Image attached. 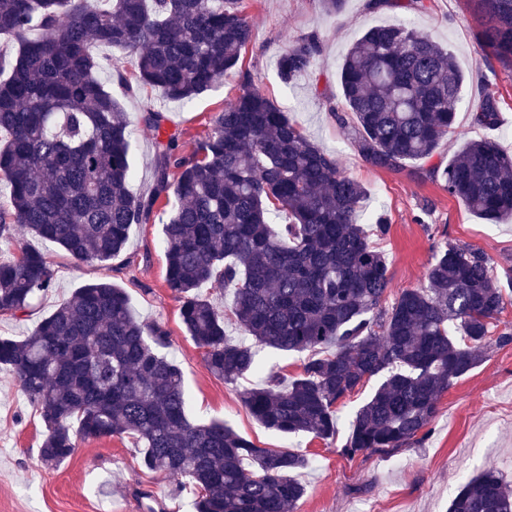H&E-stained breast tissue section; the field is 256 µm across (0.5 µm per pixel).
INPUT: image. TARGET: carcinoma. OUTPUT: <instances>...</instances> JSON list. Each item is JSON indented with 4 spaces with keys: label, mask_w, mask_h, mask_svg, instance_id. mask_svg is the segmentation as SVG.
<instances>
[{
    "label": "carcinoma",
    "mask_w": 512,
    "mask_h": 512,
    "mask_svg": "<svg viewBox=\"0 0 512 512\" xmlns=\"http://www.w3.org/2000/svg\"><path fill=\"white\" fill-rule=\"evenodd\" d=\"M481 46L512 65V0H474ZM0 242L20 233L63 249L76 262L119 256L134 224L171 206L163 224L167 287L182 302L187 333L210 373L235 383L264 428L282 435L336 436V403L374 377L380 383L354 412L341 452L420 444L442 393L474 369L499 322L504 288L474 245L437 250L429 286L405 288L383 306L390 277L384 255L360 223L365 188L336 157L260 90L247 88L216 113L192 153L157 139L156 185L136 196L126 112L102 82L91 53L124 51L127 92L159 88L187 101L235 70L251 42L242 0H0ZM318 38H300L278 60L292 83L314 65ZM353 143L374 169L429 160L454 130L464 76L453 54L405 22L372 26L340 63ZM473 121L493 130L499 101L472 100ZM176 169L169 181V169ZM448 195L490 224L512 219V157L489 138L466 141L448 165L432 166ZM288 213V223L273 218ZM220 284L253 344L230 341L224 315L200 290ZM54 287L48 257L19 247L0 262V315L22 316ZM168 333L137 319L122 288L88 283L22 340L0 338V368L40 411L42 463L54 467L77 441L126 436L143 448L142 469L183 480L195 512H294L306 487L293 473L302 455L259 448L223 421L196 423L178 365L162 349ZM310 352L287 380L263 367L254 347ZM448 512H512L499 473L469 478Z\"/></svg>",
    "instance_id": "1"
}]
</instances>
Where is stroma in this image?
Wrapping results in <instances>:
<instances>
[{"label": "stroma", "instance_id": "35a3bbf8", "mask_svg": "<svg viewBox=\"0 0 512 512\" xmlns=\"http://www.w3.org/2000/svg\"><path fill=\"white\" fill-rule=\"evenodd\" d=\"M425 3L426 10L414 13L392 7L372 10L367 0H346L340 14L330 15L320 0H244L253 37L228 77L189 103L169 99L158 89L120 95L132 130V191L146 196L153 190L159 132L177 136L180 151L191 153L215 112L254 86L366 188L363 224L378 215L386 217L389 230L373 243L388 262V298L405 288L427 286L432 256L447 244L482 248L491 258L494 276L512 278V223L491 224L479 218L429 174L431 164L448 163L470 139L493 138L512 154V65L481 53L482 24L473 0ZM401 21L452 52L465 77L464 98L455 132L441 141L431 161L412 162L401 171L377 170L362 160L349 129L330 109L341 101L338 64L350 44L368 27ZM312 33L320 41L313 68L295 83H284L278 59L290 44ZM483 87L499 101L500 124L492 131L475 125L469 108ZM150 110L161 113L160 128L144 123L143 115ZM165 218L159 211L150 223L133 225L125 252L105 268L76 263L64 251L26 236L28 248L48 252L55 286L25 316L0 315V337L27 336L60 300L88 282L107 279L126 290L137 318L159 322L167 330L166 353L182 370L191 420H222L258 447L310 457V465L299 474L306 494L297 512H447L459 485L458 473L472 476L490 468L512 488V343H492L480 364L442 394L423 445L367 451L352 458L341 454L354 411L375 388L371 382L339 404L335 439L268 431L239 396L240 388L261 384V375H247L235 384L212 376L203 349L184 330L181 303L165 282ZM44 434L40 414L20 392L15 375L0 369V512H115L119 506L125 512H194L189 491L140 470V451L132 439L78 441L65 462L48 468L38 457Z\"/></svg>", "mask_w": 512, "mask_h": 512}]
</instances>
